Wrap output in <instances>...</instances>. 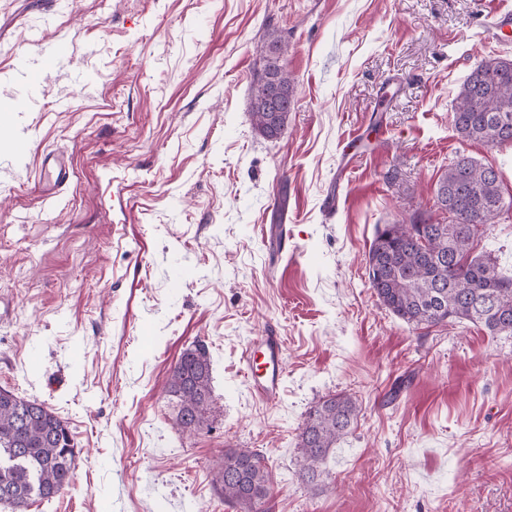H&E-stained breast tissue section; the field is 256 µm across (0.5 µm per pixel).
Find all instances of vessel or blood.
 Segmentation results:
<instances>
[{"label": "vessel or blood", "instance_id": "1", "mask_svg": "<svg viewBox=\"0 0 512 512\" xmlns=\"http://www.w3.org/2000/svg\"><path fill=\"white\" fill-rule=\"evenodd\" d=\"M241 360L253 397L265 403L275 402L284 371L283 342L277 330L270 328L252 338L245 345Z\"/></svg>", "mask_w": 512, "mask_h": 512}]
</instances>
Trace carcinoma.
<instances>
[{"instance_id":"cac0c4a2","label":"carcinoma","mask_w":512,"mask_h":512,"mask_svg":"<svg viewBox=\"0 0 512 512\" xmlns=\"http://www.w3.org/2000/svg\"><path fill=\"white\" fill-rule=\"evenodd\" d=\"M286 45L276 32L257 46L262 74L278 85L282 99L268 101L253 89L252 125L265 139L278 138L292 104L293 75L278 65ZM457 135L497 146L512 144V60L481 62L458 88L452 112ZM434 205L448 211V223L432 224L423 214L408 224H386L366 254L369 287L379 301L413 327L470 323L492 336H512V275L497 258L475 253L480 232L512 211L492 167L459 154L435 188ZM166 392L175 403L177 424L189 431L208 426L212 402L211 366L202 344L186 349L170 373ZM359 408L345 394L317 403L298 434L304 460L302 479L314 484L320 464L348 434ZM75 443L67 424L36 399L0 390V492L13 493V512H27L36 501H49L70 483ZM270 472L252 450L224 451L219 473L224 502L254 512L269 495Z\"/></svg>"}]
</instances>
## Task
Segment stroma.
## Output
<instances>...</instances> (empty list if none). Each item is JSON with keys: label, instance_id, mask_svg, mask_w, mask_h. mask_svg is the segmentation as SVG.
I'll return each instance as SVG.
<instances>
[{"label": "stroma", "instance_id": "35a3bbf8", "mask_svg": "<svg viewBox=\"0 0 512 512\" xmlns=\"http://www.w3.org/2000/svg\"><path fill=\"white\" fill-rule=\"evenodd\" d=\"M500 7L0 0V390L44 403L76 446L69 486L28 512H237L216 484L230 448L268 457L264 512H512V336L414 328L365 265L378 226L447 223L434 186L456 155L512 196V145L452 126L470 71L512 59L491 34ZM273 29L295 92L268 140L250 106ZM59 41L67 58L40 75ZM48 156L71 168L52 196ZM477 250L512 274V218ZM269 326L285 345L272 404L240 361ZM199 342L213 405L189 432L165 386ZM337 394L360 415L304 484L299 428Z\"/></svg>", "mask_w": 512, "mask_h": 512}]
</instances>
